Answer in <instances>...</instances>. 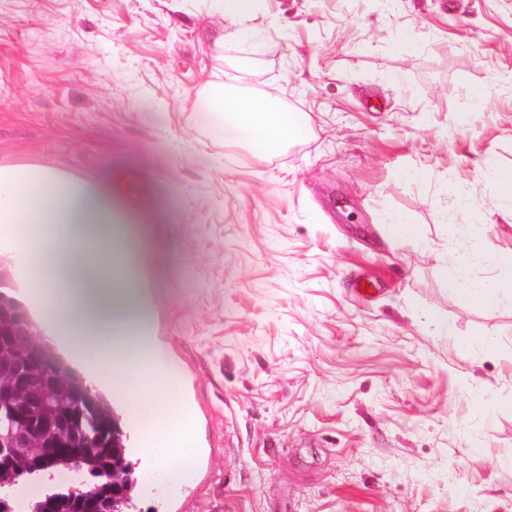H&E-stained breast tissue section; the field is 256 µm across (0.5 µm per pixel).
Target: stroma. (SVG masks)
<instances>
[{"label": "stroma", "instance_id": "obj_1", "mask_svg": "<svg viewBox=\"0 0 512 512\" xmlns=\"http://www.w3.org/2000/svg\"><path fill=\"white\" fill-rule=\"evenodd\" d=\"M224 24L215 0H0V166L134 174L161 214L146 286L201 464L133 512H512V308L443 275L512 276L485 176L512 169V0H266L258 43L215 45ZM213 83L304 135H213ZM448 288L461 303L484 307H512V279L470 280L465 268L452 258L445 263Z\"/></svg>", "mask_w": 512, "mask_h": 512}]
</instances>
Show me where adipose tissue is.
<instances>
[{
	"instance_id": "1",
	"label": "adipose tissue",
	"mask_w": 512,
	"mask_h": 512,
	"mask_svg": "<svg viewBox=\"0 0 512 512\" xmlns=\"http://www.w3.org/2000/svg\"><path fill=\"white\" fill-rule=\"evenodd\" d=\"M264 0H224L223 38L251 41ZM210 115L260 152L298 139L304 118L270 102L248 101L212 85ZM152 214H131L104 183L35 166L0 167V251L23 263V286L40 329L62 340L96 382H111L113 346L134 343L139 362L128 378L134 407L164 397L149 363L153 340L144 273L153 258ZM448 287L466 305L512 307V279L472 280L455 260L444 266Z\"/></svg>"
}]
</instances>
